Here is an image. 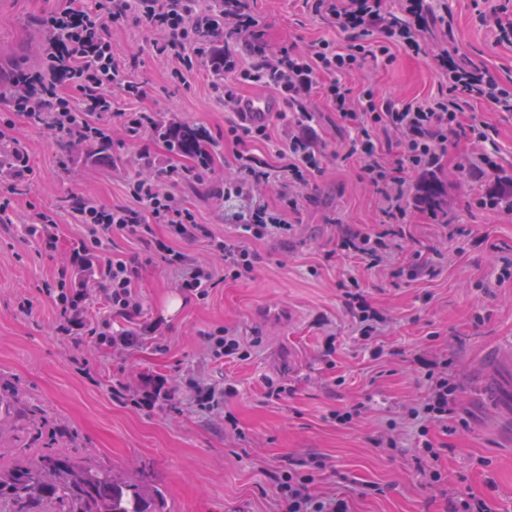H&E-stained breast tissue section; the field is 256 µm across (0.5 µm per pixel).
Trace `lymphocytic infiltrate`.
I'll list each match as a JSON object with an SVG mask.
<instances>
[{"label":"lymphocytic infiltrate","mask_w":512,"mask_h":512,"mask_svg":"<svg viewBox=\"0 0 512 512\" xmlns=\"http://www.w3.org/2000/svg\"><path fill=\"white\" fill-rule=\"evenodd\" d=\"M311 8L337 34L348 37L349 45L322 39L307 52H266L259 22L251 14L247 0H225L219 21L210 26L209 36L202 43L197 40L194 21L188 13L175 9L172 0H66L64 8L41 18L40 25L46 33L42 60L38 68L11 78L10 108L27 117L47 108L51 126L58 132L70 133L71 147L78 152L87 148L92 134H109V127L99 121L104 112L111 113L132 138L154 127V113L140 106L143 89L112 47L111 24L131 16L151 34L154 54L174 62L172 75L179 81H186L201 59L213 71L224 73L225 82L213 84L212 89L230 109L236 111L241 106L234 91L240 83L272 89L284 99L297 121L295 131L288 135L286 149L278 156L281 170L293 187L306 183L309 175L321 169L322 155L309 126L308 111L312 91H319L339 117L357 131L354 151L364 160L365 177L389 202L385 228H349L340 239L342 250L377 266L388 262L392 240L403 235L409 218L406 172L435 176L449 138L461 133L480 148L472 162L473 169L497 170L496 154L484 148L488 134L483 127L464 123L463 114L473 100L498 112H512V88L500 83L486 68L457 61L444 53L438 57L443 82L437 95L425 101L377 103L371 89L353 93L345 84V77L363 68L368 60L391 61L396 49L416 55L425 53V33L432 29L449 32V16L437 13L428 0H401L395 14L386 12L383 0H312ZM318 75L323 76V83H315ZM116 92L126 100V107H116L112 98ZM272 125L268 119L245 125L234 123L227 129L242 149L236 155L234 171L224 178V196L249 202L245 211L233 215L245 242L230 243L211 235L196 212L176 195V183L200 180L198 169L158 170L154 157L147 152L140 155L147 175L128 186L133 205L108 208L84 199L72 205L73 218L85 234L73 249L72 260L84 268L95 267L113 314L129 317L139 312L134 288L142 276V265L136 260L111 259L91 263V248L102 246L112 234L136 236L161 253L169 266L181 270V288L203 299L209 295L214 270L176 249V242L207 239L224 261L225 278L241 280L251 276L258 260L249 241L287 235L291 226L282 213L256 200L269 173L265 164L246 148L247 143L270 140ZM381 128L396 136L398 152L394 161H384L378 155L374 132ZM159 224L165 227L166 237L157 236L155 227ZM341 291L360 341L370 347L373 357H381L376 340L387 322L385 314L372 306L357 280H349ZM46 292L58 315L60 332L80 331L112 346L134 345V334H113L110 318H87V289L72 288L68 280L61 279L48 286ZM451 365V357L445 354L425 364L421 372L425 396L408 411L409 419L420 424V450L428 462L421 475L431 484L440 482L442 473L437 467L440 453L430 437V427L450 426L458 417L459 385ZM323 466L322 457L312 453L298 467L281 474L278 491L283 512H348L344 501L321 500L311 494V473Z\"/></svg>","instance_id":"1"}]
</instances>
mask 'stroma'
I'll list each match as a JSON object with an SVG mask.
<instances>
[{
	"label": "stroma",
	"mask_w": 512,
	"mask_h": 512,
	"mask_svg": "<svg viewBox=\"0 0 512 512\" xmlns=\"http://www.w3.org/2000/svg\"><path fill=\"white\" fill-rule=\"evenodd\" d=\"M268 48L311 50L332 36L304 0H252ZM453 16V35L428 32L434 47L483 64L512 86V46L499 45L489 25L480 23L473 0H444ZM61 0H0V77L27 70L44 45L38 18ZM112 46L125 57L145 91L142 105L163 119L205 127L211 135V164L201 181L180 183L176 193L196 210L218 237L237 240L242 230L225 218L241 208L218 199L224 175L234 163L235 145L224 129L238 122L210 85L209 65L200 64L188 84L171 75L156 57L150 37L134 23L112 29ZM441 76L432 57L396 51L393 62H370L352 76L353 90L372 86L378 102L424 101ZM312 126L325 159L320 173L301 188L298 210H285L277 150L288 127L275 122L272 139L249 149L270 166V182L260 200L282 209L292 229L253 248L260 253L250 278L217 279L206 299L180 288V273L135 237L113 235L105 252L112 259L138 258L146 268L136 285L138 317L113 316L112 331H133L137 343L116 349L85 335L57 330L58 317L42 289L59 275L74 278L69 253L83 236L69 212L71 196L101 206L126 205L125 184L141 171L139 154L150 150L163 166H193V159L170 153L151 132L139 140L113 128L106 156L111 164L86 165L71 173L69 147L44 123L12 114L0 104V130L14 137L29 156L24 185L0 182V196L13 195L12 223H0V398L40 406L39 429L18 431L20 443L40 449L67 448L99 465L144 471L163 488L170 512H282L277 490L281 473L308 453L325 467L314 475L311 493L344 500L348 512H448V489L485 497L491 512H512V446L499 436L480 367L487 354L512 349V279H501V260L512 256V210L488 211L477 202L512 187V114L472 102L465 118L488 126L498 148L493 172L462 171L471 146L449 143L436 176L448 203V220L415 210L389 262L374 268L340 251L342 226L386 223L384 196L365 179L362 162L349 156L355 136L321 95L310 97ZM50 210L57 221L56 251H44L24 226L34 212ZM421 259L428 274L409 281L395 269ZM357 279L370 302L387 313L378 338L380 359L357 339L355 324L340 291ZM181 303L169 311V299ZM228 328L249 352L247 360H216L206 335ZM435 352L453 355L459 383L457 410L466 428L430 434L442 450L448 484L430 486L417 471L418 436L408 427L394 453L374 440L388 419L418 403L425 385L417 359ZM233 386L217 409L201 408L191 380ZM288 387L269 397L270 385ZM362 402L366 411L344 427L331 411Z\"/></svg>",
	"instance_id": "stroma-1"
}]
</instances>
